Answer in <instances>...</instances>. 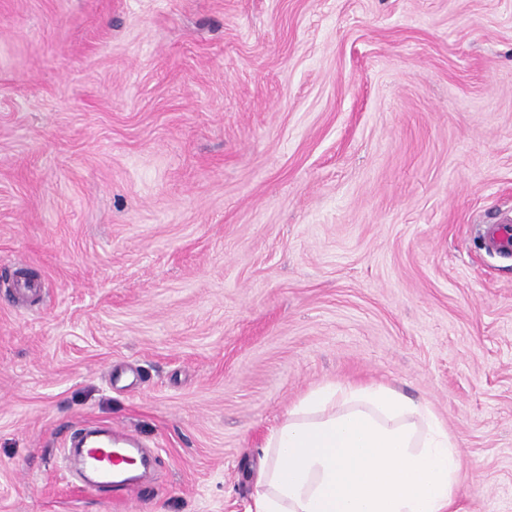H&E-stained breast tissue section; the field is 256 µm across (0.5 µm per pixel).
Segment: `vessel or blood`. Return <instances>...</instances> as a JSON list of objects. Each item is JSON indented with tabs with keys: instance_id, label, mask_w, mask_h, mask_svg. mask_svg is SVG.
I'll list each match as a JSON object with an SVG mask.
<instances>
[{
	"instance_id": "vessel-or-blood-1",
	"label": "vessel or blood",
	"mask_w": 512,
	"mask_h": 512,
	"mask_svg": "<svg viewBox=\"0 0 512 512\" xmlns=\"http://www.w3.org/2000/svg\"><path fill=\"white\" fill-rule=\"evenodd\" d=\"M70 446L80 461L84 488H105L127 496L136 493L135 479L124 466L126 460L142 454L135 436L114 431L108 425H94L82 429Z\"/></svg>"
}]
</instances>
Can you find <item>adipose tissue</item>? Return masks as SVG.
<instances>
[{
	"label": "adipose tissue",
	"mask_w": 512,
	"mask_h": 512,
	"mask_svg": "<svg viewBox=\"0 0 512 512\" xmlns=\"http://www.w3.org/2000/svg\"><path fill=\"white\" fill-rule=\"evenodd\" d=\"M249 512H454L464 461L432 408L323 383L270 431Z\"/></svg>",
	"instance_id": "1"
}]
</instances>
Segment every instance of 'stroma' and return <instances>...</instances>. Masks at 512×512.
Returning a JSON list of instances; mask_svg holds the SVG:
<instances>
[{"label":"stroma","instance_id":"35a3bbf8","mask_svg":"<svg viewBox=\"0 0 512 512\" xmlns=\"http://www.w3.org/2000/svg\"><path fill=\"white\" fill-rule=\"evenodd\" d=\"M507 218L512 0H0V512H246L325 382L429 402L512 512ZM101 424L131 498L72 473Z\"/></svg>","mask_w":512,"mask_h":512}]
</instances>
